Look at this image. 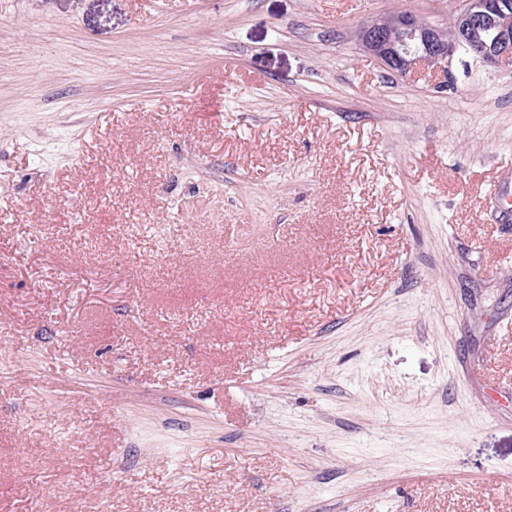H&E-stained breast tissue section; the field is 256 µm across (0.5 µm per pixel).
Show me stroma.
<instances>
[{
    "instance_id": "1",
    "label": "stroma",
    "mask_w": 512,
    "mask_h": 512,
    "mask_svg": "<svg viewBox=\"0 0 512 512\" xmlns=\"http://www.w3.org/2000/svg\"><path fill=\"white\" fill-rule=\"evenodd\" d=\"M460 4L0 0V512H512V59L357 40Z\"/></svg>"
}]
</instances>
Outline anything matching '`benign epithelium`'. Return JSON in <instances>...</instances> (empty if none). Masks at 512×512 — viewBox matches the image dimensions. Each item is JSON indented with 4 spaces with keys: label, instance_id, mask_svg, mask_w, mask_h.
Here are the masks:
<instances>
[{
    "label": "benign epithelium",
    "instance_id": "1",
    "mask_svg": "<svg viewBox=\"0 0 512 512\" xmlns=\"http://www.w3.org/2000/svg\"><path fill=\"white\" fill-rule=\"evenodd\" d=\"M362 47L392 72L405 76L419 66L445 64L464 51L495 64L512 58V5L505 0H463L454 34L421 23L413 12H397L363 26Z\"/></svg>",
    "mask_w": 512,
    "mask_h": 512
}]
</instances>
